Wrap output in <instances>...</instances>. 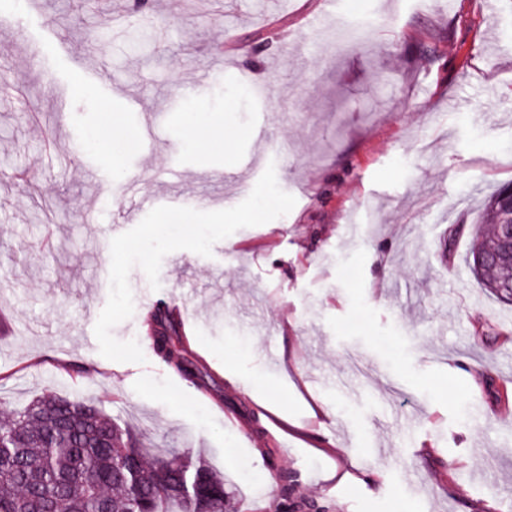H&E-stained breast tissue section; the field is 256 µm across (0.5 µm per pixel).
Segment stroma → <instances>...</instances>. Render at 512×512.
Returning a JSON list of instances; mask_svg holds the SVG:
<instances>
[{
    "label": "stroma",
    "mask_w": 512,
    "mask_h": 512,
    "mask_svg": "<svg viewBox=\"0 0 512 512\" xmlns=\"http://www.w3.org/2000/svg\"><path fill=\"white\" fill-rule=\"evenodd\" d=\"M129 3L0 0V413L92 400L147 453L204 451L237 512H512V303L467 263L512 184V0H361L320 33L322 0ZM259 148L294 208L168 254L159 289L133 268L112 330L171 302L212 395L152 348L104 358L111 225L145 195H231Z\"/></svg>",
    "instance_id": "obj_1"
}]
</instances>
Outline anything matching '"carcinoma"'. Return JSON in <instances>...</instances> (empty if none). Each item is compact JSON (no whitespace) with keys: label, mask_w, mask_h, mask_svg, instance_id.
Here are the masks:
<instances>
[{"label":"carcinoma","mask_w":512,"mask_h":512,"mask_svg":"<svg viewBox=\"0 0 512 512\" xmlns=\"http://www.w3.org/2000/svg\"><path fill=\"white\" fill-rule=\"evenodd\" d=\"M505 185L478 210L490 225L477 237L469 264L501 231ZM489 293L512 282V263L488 262L478 276ZM182 322L170 308L149 318L158 356L183 379L209 391L211 375L181 343ZM224 478L202 458L144 459L137 440L99 406L80 398L32 401L0 422V512H231Z\"/></svg>","instance_id":"obj_1"}]
</instances>
